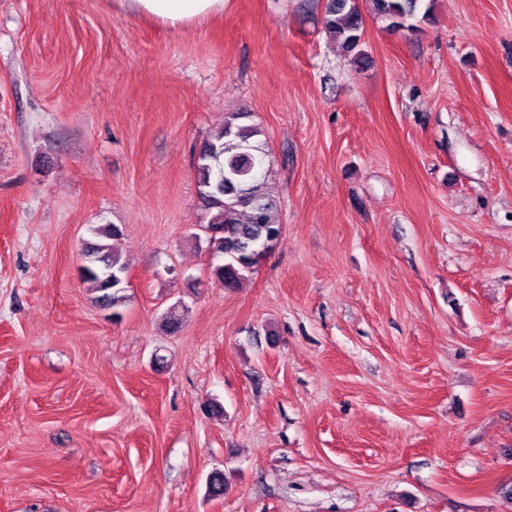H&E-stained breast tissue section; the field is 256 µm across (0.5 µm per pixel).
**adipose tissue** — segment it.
<instances>
[{"instance_id": "obj_1", "label": "adipose tissue", "mask_w": 512, "mask_h": 512, "mask_svg": "<svg viewBox=\"0 0 512 512\" xmlns=\"http://www.w3.org/2000/svg\"><path fill=\"white\" fill-rule=\"evenodd\" d=\"M114 3L125 17H150L171 28H183L224 13V0H114Z\"/></svg>"}]
</instances>
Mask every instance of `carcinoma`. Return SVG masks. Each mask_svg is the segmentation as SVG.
I'll return each instance as SVG.
<instances>
[{
  "instance_id": "obj_1",
  "label": "carcinoma",
  "mask_w": 512,
  "mask_h": 512,
  "mask_svg": "<svg viewBox=\"0 0 512 512\" xmlns=\"http://www.w3.org/2000/svg\"><path fill=\"white\" fill-rule=\"evenodd\" d=\"M360 0H325L323 25L347 53L361 54L363 20ZM376 15L389 29L415 30L432 18L434 0H371ZM246 112H228L224 125L205 141L196 160L199 193L207 225L224 234V263L213 274L226 288L237 287L276 249L282 224L277 215L271 171L265 168L262 130L244 124ZM97 238L88 244L82 280L97 292L96 301L118 309L124 301L127 264L107 240L119 235L111 224L89 228Z\"/></svg>"
}]
</instances>
